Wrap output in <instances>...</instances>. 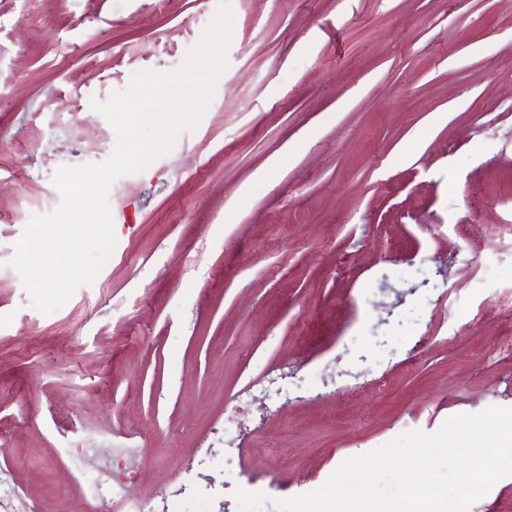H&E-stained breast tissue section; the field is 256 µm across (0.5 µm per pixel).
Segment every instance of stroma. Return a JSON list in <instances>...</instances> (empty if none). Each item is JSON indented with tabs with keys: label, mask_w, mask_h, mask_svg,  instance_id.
<instances>
[{
	"label": "stroma",
	"mask_w": 512,
	"mask_h": 512,
	"mask_svg": "<svg viewBox=\"0 0 512 512\" xmlns=\"http://www.w3.org/2000/svg\"><path fill=\"white\" fill-rule=\"evenodd\" d=\"M218 4L0 0V477L18 512H93L83 475L122 447L140 451L126 495L161 507L187 471L239 512L236 488L307 494L403 431L512 408V304L488 301L512 285V0H231L200 123L112 185L94 283L31 307L16 242L57 207L60 166L115 147L91 98L180 67Z\"/></svg>",
	"instance_id": "stroma-1"
}]
</instances>
